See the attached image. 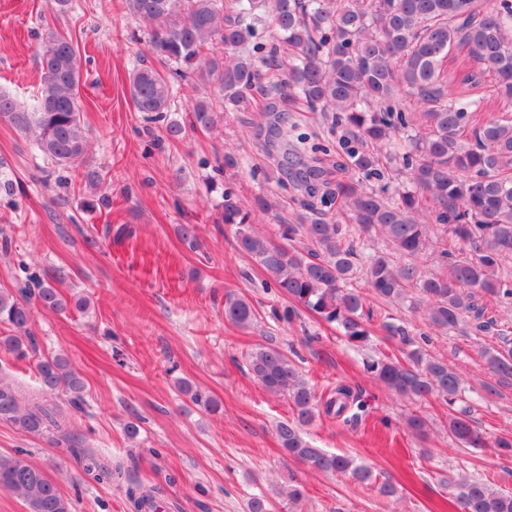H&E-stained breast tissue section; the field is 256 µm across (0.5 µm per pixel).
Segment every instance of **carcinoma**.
<instances>
[{
    "mask_svg": "<svg viewBox=\"0 0 512 512\" xmlns=\"http://www.w3.org/2000/svg\"><path fill=\"white\" fill-rule=\"evenodd\" d=\"M263 0H126L129 13L152 29L148 52L167 67L163 74L143 66L131 76L137 111L151 120L165 118L174 86L189 74L214 86L234 108H243L260 93L269 99L288 96L307 109L334 113L338 150L366 179H379L381 153L401 161L410 186L395 201L368 191L360 183L325 178L330 149L302 136L296 153L308 154L304 168L293 171L292 184L309 191L307 206L349 212L364 230H375L391 251L358 250L346 225L322 218L280 225V236L305 240L309 247L277 245L260 235L252 211L224 190L222 219L234 229L237 250L254 260L273 284L297 307L336 325L346 342L366 343L373 311L366 307L357 277L388 303L425 306L429 327L446 334L465 325L477 333L497 332L496 345L481 348L499 384L512 386V332L495 329L486 316L484 298L512 311V280L501 275L512 257V0H274L272 23L293 61L286 75L264 81V72L279 69L277 48L253 42ZM218 42L224 54L205 60L206 47ZM464 49L463 63L450 82L443 81L448 57ZM40 82L32 110L0 94V117L34 135L37 150L59 166L77 168L87 152L81 121L82 60L66 36L51 32L39 52ZM491 76L499 114L482 117L488 98L477 93ZM423 105L415 112L405 101ZM223 122L205 97L192 110V125L213 130ZM429 197L433 211L422 208ZM445 243L438 260L443 273L427 275L417 259L428 248L433 226ZM407 258L400 263L395 255ZM64 313L68 301L49 280L37 275L18 289L0 291V350L24 359L34 345L31 301ZM224 318L246 328L256 318L243 296L228 295ZM364 368L385 389L410 400L436 395L447 405L448 438L460 448H485L486 436L469 410L454 409L461 400L460 375L447 363L415 351L410 362L368 361ZM248 369L264 389L284 396L293 418L277 427L282 449L310 469L369 483V467L349 454L313 447L302 428L323 413L338 421H355L366 403L350 387L325 394L306 381L288 356L260 345L248 356ZM42 391L64 390L70 401L83 402L85 384L68 358L51 354L36 364ZM181 391L192 402L216 412L218 402L189 383ZM52 415L26 407L18 389L0 382V422L41 434ZM86 473L97 480L112 471L93 454L73 450ZM0 487L19 496L28 512H70L57 485L34 467L23 452L0 456ZM449 502L461 512H512V492L488 479L448 477ZM288 512H304L307 494L293 481L286 491ZM245 512H271L263 494H252Z\"/></svg>",
    "mask_w": 512,
    "mask_h": 512,
    "instance_id": "obj_1",
    "label": "carcinoma"
}]
</instances>
